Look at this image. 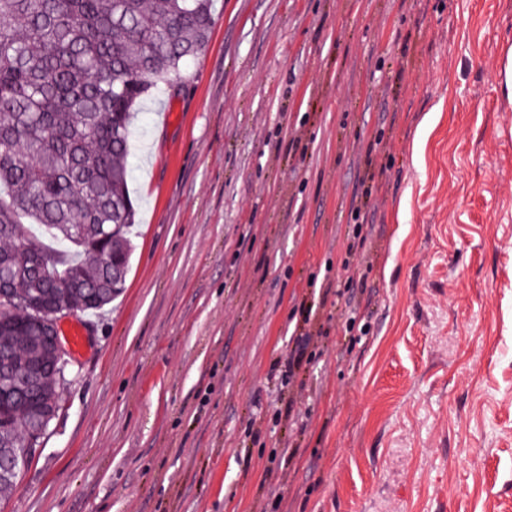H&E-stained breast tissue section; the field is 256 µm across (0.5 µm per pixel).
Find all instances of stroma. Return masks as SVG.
<instances>
[{
  "label": "stroma",
  "instance_id": "stroma-1",
  "mask_svg": "<svg viewBox=\"0 0 512 512\" xmlns=\"http://www.w3.org/2000/svg\"><path fill=\"white\" fill-rule=\"evenodd\" d=\"M216 7L0 512H512V0Z\"/></svg>",
  "mask_w": 512,
  "mask_h": 512
}]
</instances>
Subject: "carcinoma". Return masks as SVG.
<instances>
[{
	"instance_id": "obj_1",
	"label": "carcinoma",
	"mask_w": 512,
	"mask_h": 512,
	"mask_svg": "<svg viewBox=\"0 0 512 512\" xmlns=\"http://www.w3.org/2000/svg\"><path fill=\"white\" fill-rule=\"evenodd\" d=\"M214 24V0H0V462L59 409L53 313L121 292L130 126L144 99L181 83ZM72 271L78 287L63 282Z\"/></svg>"
}]
</instances>
